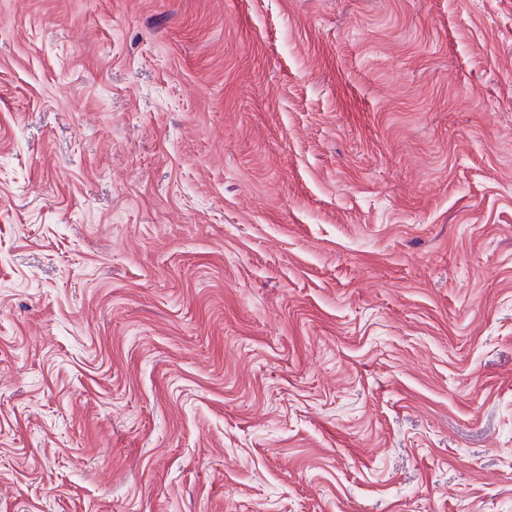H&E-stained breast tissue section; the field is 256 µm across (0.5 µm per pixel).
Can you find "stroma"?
<instances>
[{
    "label": "stroma",
    "mask_w": 512,
    "mask_h": 512,
    "mask_svg": "<svg viewBox=\"0 0 512 512\" xmlns=\"http://www.w3.org/2000/svg\"><path fill=\"white\" fill-rule=\"evenodd\" d=\"M0 512H512V0H0Z\"/></svg>",
    "instance_id": "35a3bbf8"
}]
</instances>
